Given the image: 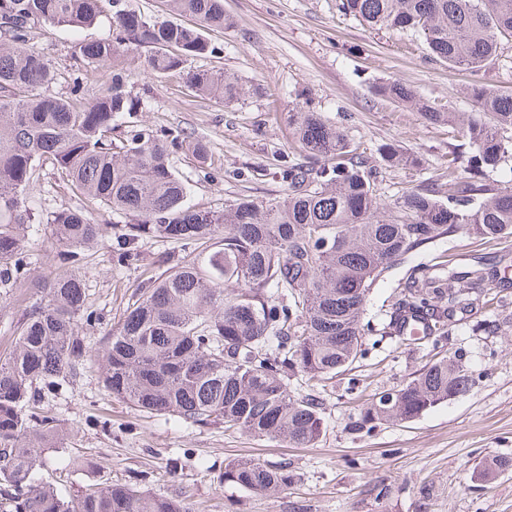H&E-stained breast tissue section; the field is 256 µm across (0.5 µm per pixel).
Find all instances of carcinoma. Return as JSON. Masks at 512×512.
Segmentation results:
<instances>
[{"label": "carcinoma", "mask_w": 512, "mask_h": 512, "mask_svg": "<svg viewBox=\"0 0 512 512\" xmlns=\"http://www.w3.org/2000/svg\"><path fill=\"white\" fill-rule=\"evenodd\" d=\"M168 2L173 14L198 26L155 20L132 0H0V285L26 278L21 255L31 224L50 225L53 261L61 267L45 282L46 297L26 309L11 349L0 354V512H191L178 494L113 483L66 496L38 477L37 459L60 448L58 418L44 411V398L82 378L87 347L79 324L94 317L83 280L66 269L78 267L103 233L82 208L33 212L26 189L39 163H51L72 193L131 218L121 227L126 260H136L147 239L190 249L173 271L141 288L100 337L94 362L102 386L139 412L197 427L222 423L297 447L323 434L322 402L296 395L288 380L295 372L334 375L364 355L362 316L377 278L439 238L512 236V177L486 179L488 170L512 161V94L482 87L471 90V114L418 99L396 81L377 87L427 122L457 130L444 186L430 182L383 202L343 132L299 107L288 113V126L321 164L286 172L287 190L260 203L238 199L219 211L188 205L170 155L181 149L204 164L206 141L146 127L112 140L116 118L135 108L127 54L143 55L158 77L180 72L209 52L205 30L229 25L224 0ZM337 9L372 29L416 32L433 56L468 70L512 37V0H337ZM104 18L112 36L79 42L77 54L88 67L112 65L105 91L91 100L43 95L56 72L30 46L31 29L79 30ZM187 83L226 105L246 94L233 74L193 70ZM385 161L418 164L396 148ZM215 239L222 248L213 251ZM488 281L479 263L414 277L382 332L398 336L406 325L424 324L426 335H443L469 307L467 291L484 294ZM474 385L468 369L442 358L402 387L392 409L368 402L353 427L370 432L382 421H412ZM294 479L286 463L252 459L230 460L218 476L224 486L256 494Z\"/></svg>", "instance_id": "carcinoma-1"}]
</instances>
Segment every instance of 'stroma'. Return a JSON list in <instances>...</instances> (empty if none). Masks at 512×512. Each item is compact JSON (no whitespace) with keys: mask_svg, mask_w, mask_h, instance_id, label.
I'll use <instances>...</instances> for the list:
<instances>
[{"mask_svg":"<svg viewBox=\"0 0 512 512\" xmlns=\"http://www.w3.org/2000/svg\"><path fill=\"white\" fill-rule=\"evenodd\" d=\"M224 11L232 25L207 31L212 53L191 59L188 67L235 74L254 87V94L227 106L196 96L185 73L157 77L135 59L129 89L139 105L118 120L112 133L117 140L128 126L145 125L204 138L210 147L207 166L184 151L172 155L174 169L189 188V204L200 208L220 209L240 198L261 202L284 192V170L311 160L285 120L293 108H310L338 126L366 166L376 170L378 190L390 201L429 181L447 182L455 133L426 122L410 106L378 96L380 82H400L454 112L472 111L475 85L512 93V38L502 40L494 60L474 73L433 57L417 35L368 28L339 12L336 0H224ZM108 32L104 22L77 32L35 26L30 43L57 70L45 95L66 97L77 85L86 97L97 95L110 70L84 67L75 45ZM390 145L418 156L419 165L385 166L382 151ZM28 193L40 214L84 206L103 222L99 245L85 251L78 269L88 308L98 316L81 333L89 350H96L100 336L117 323L140 286L170 271L186 250L156 238L140 243L136 263L118 265L111 248L125 217L103 215L44 163L37 166ZM28 234L29 278L21 286L0 288V353L10 347L25 308L45 295L36 276L55 269L48 225H31ZM475 257L490 274L494 300L457 316L441 336L402 341L380 335L398 285L412 269L461 268ZM364 319L373 331L365 337V355L348 370L324 381L302 375L290 380L295 393L323 401L325 430L314 446L258 441L220 424L192 427L138 413L102 387L91 364L74 388L45 402L67 439L63 449L41 456L39 474L64 494L111 483L161 494L182 491L193 512H512V471L486 480L472 477L487 459L512 457V236L489 242L465 235L436 240L376 281ZM440 357L459 359L474 373L476 384L468 394L409 422H385L368 433L350 431V421L374 395L401 389ZM105 419L110 422L106 430L100 426ZM175 453L183 464L172 472L167 459ZM240 457L287 464L295 479L266 495L219 485L216 477L225 462Z\"/></svg>","mask_w":512,"mask_h":512,"instance_id":"35a3bbf8","label":"stroma"}]
</instances>
